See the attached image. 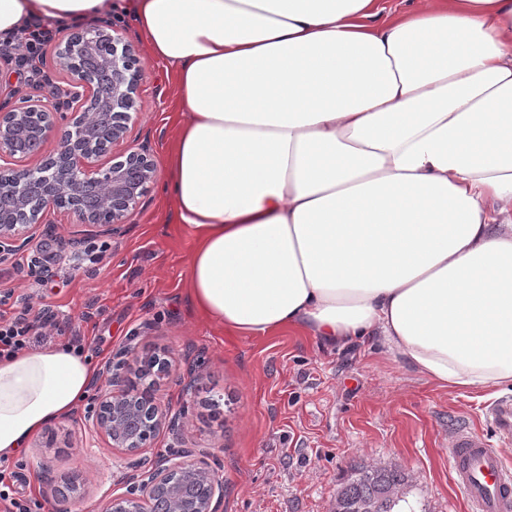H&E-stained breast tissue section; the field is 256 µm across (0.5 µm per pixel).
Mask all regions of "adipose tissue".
I'll list each match as a JSON object with an SVG mask.
<instances>
[{"label":"adipose tissue","mask_w":512,"mask_h":512,"mask_svg":"<svg viewBox=\"0 0 512 512\" xmlns=\"http://www.w3.org/2000/svg\"><path fill=\"white\" fill-rule=\"evenodd\" d=\"M130 0L179 121L165 193L187 290L239 336L386 347L456 391L512 389V0ZM112 0H0L32 19ZM63 346L0 359V457L87 394Z\"/></svg>","instance_id":"ef3b65f1"}]
</instances>
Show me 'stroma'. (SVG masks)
<instances>
[{
    "label": "stroma",
    "mask_w": 512,
    "mask_h": 512,
    "mask_svg": "<svg viewBox=\"0 0 512 512\" xmlns=\"http://www.w3.org/2000/svg\"><path fill=\"white\" fill-rule=\"evenodd\" d=\"M112 25L138 47L144 77L128 143L149 142L163 157L178 124L172 84L162 63L149 60L134 25L113 10ZM55 43L44 49L43 77L21 81L18 52L0 56V88L52 98L67 86L55 66ZM159 171L144 205L112 236L102 237L64 213L40 225L14 265L0 271V291L12 290L0 314L42 312L84 336L95 369L131 347L166 353L171 372L158 395L171 410L188 406L182 440L161 432L146 458L179 446L208 448L224 482V512H330L351 467L397 466L409 476V512H469L448 466V442L462 427L494 438L488 400L427 380L386 349L330 348L283 331L264 337L231 334L195 311L186 292L193 233L176 221ZM109 242L96 264L82 255L88 242ZM38 337L35 348L70 339ZM195 368L184 396L180 380ZM85 404L48 424L7 466L14 487L42 499L47 480L82 479L73 512H104L109 495L127 487L135 455L108 447L88 429Z\"/></svg>",
    "instance_id": "35a3bbf8"
}]
</instances>
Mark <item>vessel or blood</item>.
Here are the masks:
<instances>
[{
	"label": "vessel or blood",
	"instance_id": "b4317fda",
	"mask_svg": "<svg viewBox=\"0 0 512 512\" xmlns=\"http://www.w3.org/2000/svg\"><path fill=\"white\" fill-rule=\"evenodd\" d=\"M489 418L499 441L512 443V399L493 405ZM448 457L470 512H512V470L488 439L460 428L448 443Z\"/></svg>",
	"mask_w": 512,
	"mask_h": 512
}]
</instances>
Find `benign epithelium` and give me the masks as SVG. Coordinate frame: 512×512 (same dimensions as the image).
Wrapping results in <instances>:
<instances>
[{"instance_id":"obj_1","label":"benign epithelium","mask_w":512,"mask_h":512,"mask_svg":"<svg viewBox=\"0 0 512 512\" xmlns=\"http://www.w3.org/2000/svg\"><path fill=\"white\" fill-rule=\"evenodd\" d=\"M56 65L69 77L68 96L52 104L34 96L0 101V161H10L8 176L0 179V200L10 202L0 207V265L29 245L51 212L64 211L112 234L143 205L156 180L149 145L114 153L127 143L136 111V48L93 22L57 46ZM51 140L56 148L48 151ZM34 158L38 165L32 167L28 161ZM128 368L122 356L108 366L89 429L110 447L137 453L163 428L179 435L189 406L173 415L158 401V377L169 374L167 359L141 360L133 376ZM209 457L206 449L183 448L145 460L105 512H223L224 483ZM78 492L74 481L45 490L61 512Z\"/></svg>"}]
</instances>
